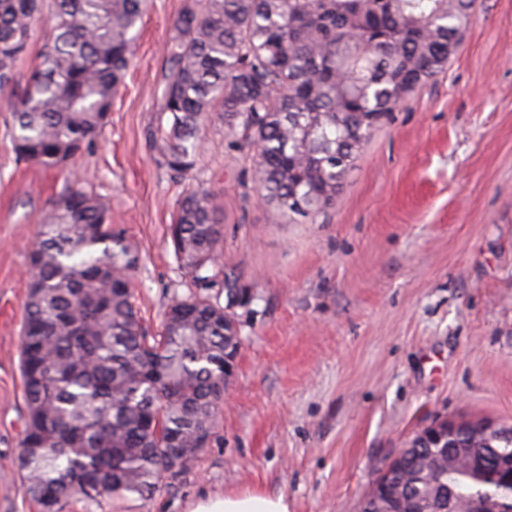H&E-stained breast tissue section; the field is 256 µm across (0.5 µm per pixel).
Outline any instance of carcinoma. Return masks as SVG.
Wrapping results in <instances>:
<instances>
[{
	"instance_id": "cac0c4a2",
	"label": "carcinoma",
	"mask_w": 512,
	"mask_h": 512,
	"mask_svg": "<svg viewBox=\"0 0 512 512\" xmlns=\"http://www.w3.org/2000/svg\"><path fill=\"white\" fill-rule=\"evenodd\" d=\"M475 0H184L154 78L157 125L148 146L173 179L198 180L200 128L224 123V147L251 153L262 201L302 223L328 208L354 160L422 83L448 65ZM148 0H0V91L36 26L51 35L12 113L19 160L49 169L88 152L134 56ZM111 207L70 187L40 218L29 260L20 368L25 403L17 458L23 489L41 512L78 501L162 491L163 449L179 440L184 467L196 432L214 429L213 392L224 374V309L242 303L237 280L210 273L221 240L220 194L190 188L171 241L197 292L164 316L182 332L152 334L135 305V247L112 233ZM482 448L472 472L443 462L454 444ZM512 437L484 436L463 421L453 437L427 427L379 477L369 512L396 502L421 512L453 490L512 497L500 461Z\"/></svg>"
}]
</instances>
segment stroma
<instances>
[{
  "label": "stroma",
  "mask_w": 512,
  "mask_h": 512,
  "mask_svg": "<svg viewBox=\"0 0 512 512\" xmlns=\"http://www.w3.org/2000/svg\"><path fill=\"white\" fill-rule=\"evenodd\" d=\"M183 0H153L93 152L74 172L19 161L0 92V512H38L16 473L20 332L37 221L80 179L140 255L158 331L191 277L169 238L184 184L153 160L154 76ZM200 181L224 197L220 268L245 303L242 346L210 442L160 493L101 512H187L204 493L284 495L290 512H359L410 439L442 421L512 426V0H477L444 73L402 102L330 207L292 224L255 171L200 133Z\"/></svg>",
  "instance_id": "obj_1"
}]
</instances>
